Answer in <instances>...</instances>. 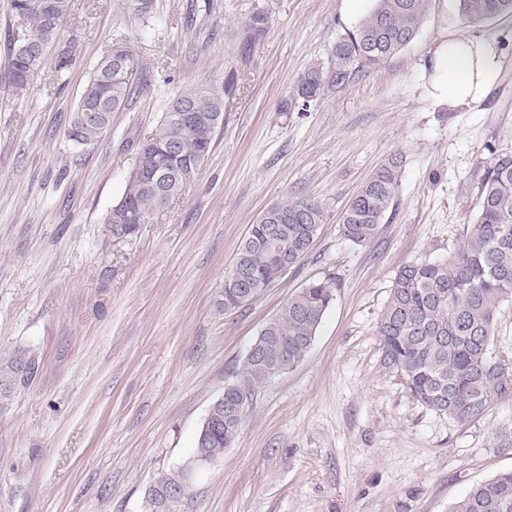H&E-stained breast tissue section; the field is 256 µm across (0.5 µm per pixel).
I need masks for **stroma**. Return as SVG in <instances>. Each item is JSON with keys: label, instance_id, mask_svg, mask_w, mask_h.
<instances>
[{"label": "stroma", "instance_id": "stroma-1", "mask_svg": "<svg viewBox=\"0 0 512 512\" xmlns=\"http://www.w3.org/2000/svg\"><path fill=\"white\" fill-rule=\"evenodd\" d=\"M372 0H74L64 34L79 51L61 79L0 88V357L35 370L0 414V512H146L145 494L188 461L211 404L237 379L264 323L314 280L334 300L304 360L256 392L223 456L195 470L178 512H449L512 470V395L461 426L412 399L384 365L376 323L398 269L442 260L470 231L480 176L512 152V17L467 22L430 0L415 39L309 111L285 112L297 77ZM270 16L247 45L244 21ZM491 42L487 95L436 107L424 70L440 34ZM119 42L162 72L108 133L76 149L66 129L90 72ZM234 81L199 178L176 204L115 242L103 220L139 138L187 82ZM402 162L374 241L341 232L370 174ZM311 196L328 214L309 255L249 305L221 306L224 274L260 213Z\"/></svg>", "mask_w": 512, "mask_h": 512}]
</instances>
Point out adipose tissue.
<instances>
[{
    "instance_id": "obj_1",
    "label": "adipose tissue",
    "mask_w": 512,
    "mask_h": 512,
    "mask_svg": "<svg viewBox=\"0 0 512 512\" xmlns=\"http://www.w3.org/2000/svg\"><path fill=\"white\" fill-rule=\"evenodd\" d=\"M425 57L430 95L445 108L480 101L499 66L494 46L479 39L443 35L430 44Z\"/></svg>"
}]
</instances>
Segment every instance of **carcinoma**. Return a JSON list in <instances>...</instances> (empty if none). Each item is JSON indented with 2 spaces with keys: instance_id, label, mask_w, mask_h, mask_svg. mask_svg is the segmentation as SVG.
Wrapping results in <instances>:
<instances>
[{
  "instance_id": "1",
  "label": "carcinoma",
  "mask_w": 512,
  "mask_h": 512,
  "mask_svg": "<svg viewBox=\"0 0 512 512\" xmlns=\"http://www.w3.org/2000/svg\"><path fill=\"white\" fill-rule=\"evenodd\" d=\"M154 0H126L139 18L151 16ZM469 22L512 16V0H458ZM429 0H372L357 24L331 48L328 67H309L298 76L285 112H305L326 91L339 89L404 49L419 33ZM10 64L0 86L22 96L46 66L60 76L78 43L60 39L71 0H11ZM265 11L245 22L248 42L269 24ZM146 68L126 49L114 46L93 67L71 113L67 137L76 147L98 142L112 113L127 105ZM232 87L191 82L167 104L157 128L138 142L122 197L104 218L105 235L131 239L156 214L182 198L201 175L222 121ZM400 181V161L380 166L345 206L341 231L356 245H367L383 223ZM327 213L313 197L273 202L251 225L232 268L224 275V309L246 304L239 280L257 293L276 286L308 254ZM333 301L329 280L312 281L290 297L262 327L249 348L241 377L212 404L213 416L199 430L190 463L163 474L149 487L148 506L177 512L189 485L191 465L213 461L239 435L256 390L294 369L306 356ZM512 302V153L494 154L480 179L475 222L458 248L441 261H416L397 272L378 321L383 362L401 378L419 404L461 425L480 421L512 389V374L491 354L495 319ZM34 371L23 350L0 357V413L11 405L18 385ZM450 512H512V471L474 485Z\"/></svg>"
}]
</instances>
